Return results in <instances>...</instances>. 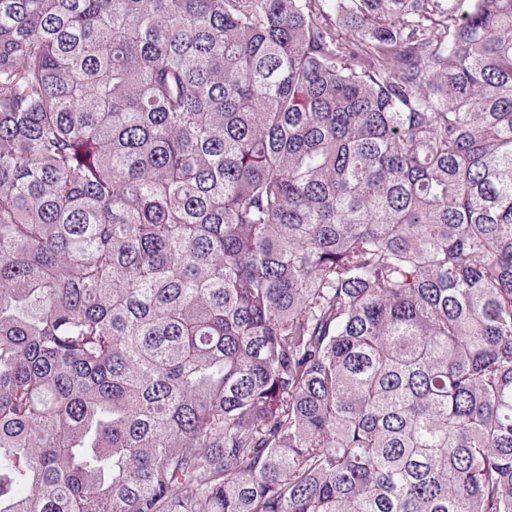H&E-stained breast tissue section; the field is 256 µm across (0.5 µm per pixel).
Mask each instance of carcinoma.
<instances>
[{
	"mask_svg": "<svg viewBox=\"0 0 512 512\" xmlns=\"http://www.w3.org/2000/svg\"><path fill=\"white\" fill-rule=\"evenodd\" d=\"M0 512H512V0H0Z\"/></svg>",
	"mask_w": 512,
	"mask_h": 512,
	"instance_id": "1",
	"label": "carcinoma"
}]
</instances>
